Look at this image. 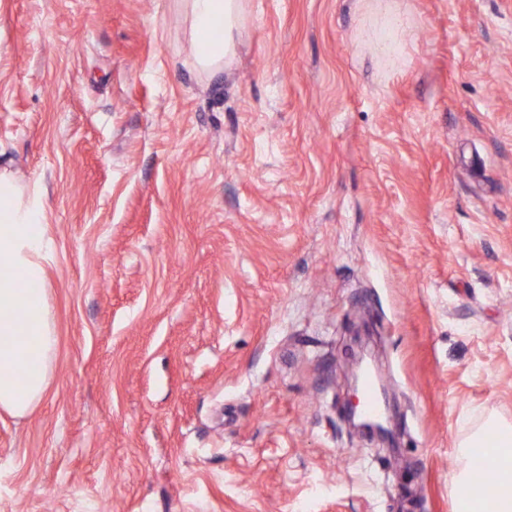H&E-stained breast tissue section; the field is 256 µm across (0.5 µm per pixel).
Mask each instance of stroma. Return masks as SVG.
I'll return each mask as SVG.
<instances>
[{"instance_id": "1", "label": "stroma", "mask_w": 512, "mask_h": 512, "mask_svg": "<svg viewBox=\"0 0 512 512\" xmlns=\"http://www.w3.org/2000/svg\"><path fill=\"white\" fill-rule=\"evenodd\" d=\"M0 0V170L46 208L51 383L0 512H456L512 425V0ZM380 339L396 452L344 421ZM190 22L193 56L206 70L219 69L234 49L233 32L239 19V0H179ZM221 36H214L216 29Z\"/></svg>"}]
</instances>
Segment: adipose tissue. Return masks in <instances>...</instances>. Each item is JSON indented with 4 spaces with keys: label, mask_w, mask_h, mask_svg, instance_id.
<instances>
[{
    "label": "adipose tissue",
    "mask_w": 512,
    "mask_h": 512,
    "mask_svg": "<svg viewBox=\"0 0 512 512\" xmlns=\"http://www.w3.org/2000/svg\"><path fill=\"white\" fill-rule=\"evenodd\" d=\"M190 22L193 56L215 70L234 49L239 0H183ZM44 207L9 173L0 172V409L13 416L30 413L46 392L56 336L47 307L33 301L45 281ZM483 448L482 466L493 473L492 486L467 473L453 481L457 504L466 512H512V427L488 420L458 445L460 458Z\"/></svg>",
    "instance_id": "obj_1"
}]
</instances>
